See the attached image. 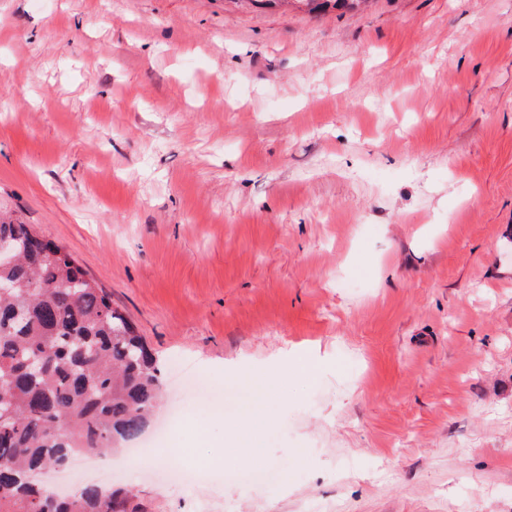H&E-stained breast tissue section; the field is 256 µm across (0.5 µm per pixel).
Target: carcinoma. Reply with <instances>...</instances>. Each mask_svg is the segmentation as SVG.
<instances>
[{"instance_id": "obj_1", "label": "carcinoma", "mask_w": 512, "mask_h": 512, "mask_svg": "<svg viewBox=\"0 0 512 512\" xmlns=\"http://www.w3.org/2000/svg\"><path fill=\"white\" fill-rule=\"evenodd\" d=\"M0 512H45L33 470L136 439L160 396L159 369L129 318L55 243L0 216ZM51 512H138L122 491L78 484Z\"/></svg>"}]
</instances>
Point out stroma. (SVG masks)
<instances>
[{
  "instance_id": "obj_1",
  "label": "stroma",
  "mask_w": 512,
  "mask_h": 512,
  "mask_svg": "<svg viewBox=\"0 0 512 512\" xmlns=\"http://www.w3.org/2000/svg\"><path fill=\"white\" fill-rule=\"evenodd\" d=\"M0 210L182 411L142 512H512V0H0Z\"/></svg>"
}]
</instances>
